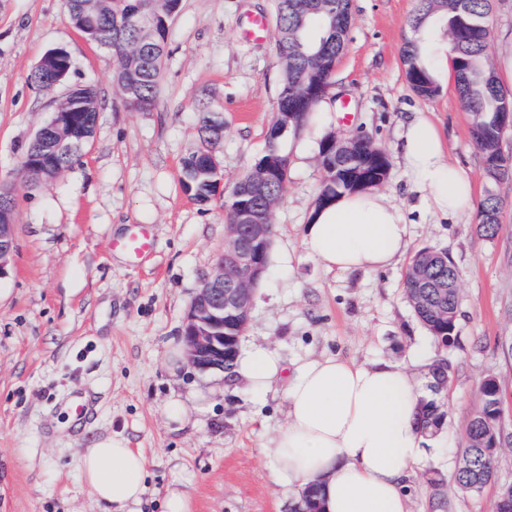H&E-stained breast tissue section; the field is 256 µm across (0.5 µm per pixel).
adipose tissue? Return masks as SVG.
<instances>
[{"label": "adipose tissue", "instance_id": "obj_1", "mask_svg": "<svg viewBox=\"0 0 512 512\" xmlns=\"http://www.w3.org/2000/svg\"><path fill=\"white\" fill-rule=\"evenodd\" d=\"M398 157L433 214L472 207L469 174L447 161L440 134L424 113L405 124ZM411 230L403 207L375 189L345 193L313 208L305 252L327 270L380 271L406 254ZM234 377L262 399L280 386L285 426L271 440L277 481L294 493L315 487L323 512H408L406 488L427 456L423 401L411 371L378 362L357 365L330 355L286 362L264 343L242 349ZM81 476L103 512H142L146 461L127 440L95 439Z\"/></svg>", "mask_w": 512, "mask_h": 512}]
</instances>
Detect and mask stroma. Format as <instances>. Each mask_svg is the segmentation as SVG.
<instances>
[{
    "label": "stroma",
    "mask_w": 512,
    "mask_h": 512,
    "mask_svg": "<svg viewBox=\"0 0 512 512\" xmlns=\"http://www.w3.org/2000/svg\"><path fill=\"white\" fill-rule=\"evenodd\" d=\"M416 0H351L346 48L324 98L348 101L352 122L325 113L289 139L287 190L273 210V249L292 251L291 270L269 264L242 344L264 342L289 362L334 355L358 364L412 365L423 400L444 415L441 453L407 489L409 512H433L446 493L456 512H494L498 488L512 484V447L499 455L495 481L481 492L453 484L462 429L482 403L479 384L496 376L512 431V181L490 184L471 136V117L444 67L445 22L412 32ZM274 21L273 0H181L169 22L167 53L154 106L127 110L113 80L111 53L88 42L69 20L64 0H0V185L14 189V254L0 276V512H100L85 487L79 457L97 437L127 439L146 458L144 512H163L168 489L184 490L191 512H289L293 498L272 471L269 445L285 424L281 392L259 402L219 370L184 367L172 377L170 349L183 343V321L201 281L224 250V198L254 166L276 109L280 66L272 35L245 39V15ZM487 54L493 64L512 51V0H493ZM438 88L417 95L401 50L407 38ZM68 52L73 68L51 88L31 71L49 50ZM91 85L100 111L79 160L53 182H34L22 168L33 133L72 88ZM218 113L224 142L219 192L196 202L180 179L183 157L200 143L199 107ZM436 125L450 160L474 181V197H499L502 228L479 232L476 211L433 216L411 191L397 146L412 112ZM370 136L389 157L382 189L403 204L412 223L409 252L444 249L460 272L456 340L446 355L449 387L436 388L414 357L438 347L408 306L407 260L379 272L324 269L302 239L324 172L319 144L328 135ZM144 227L152 255L135 261L112 249L115 227ZM208 395L205 414L172 422L165 404L188 390ZM96 400V415L74 431L77 395ZM441 478V489L425 483Z\"/></svg>",
    "instance_id": "stroma-1"
}]
</instances>
